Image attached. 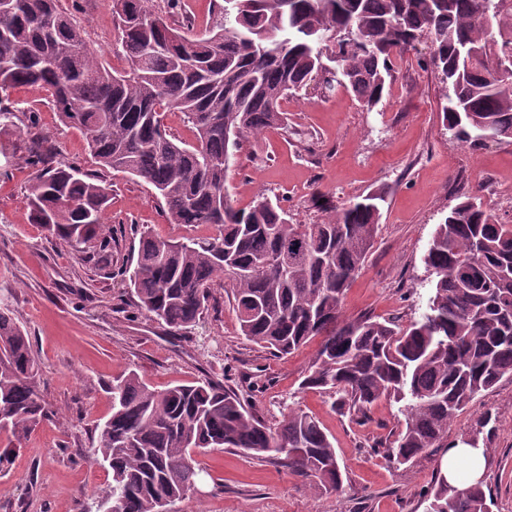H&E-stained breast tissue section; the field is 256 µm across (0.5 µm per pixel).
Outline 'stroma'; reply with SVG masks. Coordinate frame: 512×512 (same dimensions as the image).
I'll list each match as a JSON object with an SVG mask.
<instances>
[{"label":"stroma","mask_w":512,"mask_h":512,"mask_svg":"<svg viewBox=\"0 0 512 512\" xmlns=\"http://www.w3.org/2000/svg\"><path fill=\"white\" fill-rule=\"evenodd\" d=\"M219 0H149L151 11L190 19L208 30ZM88 46L108 68L123 70L112 0H62ZM419 42L397 62L390 88L373 110L345 91L307 90L282 101L287 130L243 143L229 173L234 207L257 194L279 199L292 220H321L327 208L383 188L387 191L373 247L348 288L344 318L363 314L408 324L425 307L434 276L425 255L437 225L460 196L479 194L485 207L512 220V140L472 150L443 124L442 83L419 58ZM18 110L0 130V308L27 330L40 362L39 388L48 415L14 444L12 464L0 470V512H93L112 486L97 464L95 425L112 412V383L134 371L161 391L181 382L211 380L237 392L267 424L289 408L318 419L332 436L343 473L342 493H313L306 480L268 460L224 449L196 453L206 469L201 494L176 502L175 512H426V490L445 469L446 449L430 448L405 468L381 452L399 432L396 404L382 401L359 426L333 410L328 395L301 389L319 347L311 340L284 358L240 334L228 286L210 290L204 317L177 335L137 310L121 273L140 232L180 239L209 237L211 227L169 223L153 188L127 174L99 170L79 129L64 124L45 91L10 92ZM46 139L61 160L100 172L112 192L106 222L118 236L110 270L92 254L75 255L32 223L26 163L32 138ZM478 435L491 456L485 476L490 512H512V376H504L455 418L448 443Z\"/></svg>","instance_id":"obj_1"}]
</instances>
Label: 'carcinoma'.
I'll use <instances>...</instances> for the list:
<instances>
[{
    "label": "carcinoma",
    "instance_id": "1",
    "mask_svg": "<svg viewBox=\"0 0 512 512\" xmlns=\"http://www.w3.org/2000/svg\"><path fill=\"white\" fill-rule=\"evenodd\" d=\"M0 9V97L47 91L61 119L84 131L95 163L152 185L171 224L208 225V239L141 233L124 270L137 307L176 333L203 318L212 283L227 282L241 334L288 355L319 348L303 389L333 398L355 423L382 399L399 404L402 430L384 448L411 466L439 448L448 426L482 391L512 375V223L465 195L437 225L425 262L435 282L425 311L394 320L341 318L342 300L373 247L386 192L343 204L322 221L293 224L264 195L230 203L231 160L244 141L286 124L281 101L312 82L342 88L368 111L383 99L397 56L421 40L441 74L447 130L472 148L512 139V0H224L204 33L172 23L146 0H113L128 68L109 69L60 0H7ZM180 112L195 142L167 133ZM27 164L33 221L77 254L112 263L102 177L34 139ZM288 251V264L265 263ZM26 330L0 309V434L25 436L47 416ZM96 460L112 472L97 512H164L203 480L195 451L233 448L271 458L319 493H340L336 449L299 408L271 427L212 382L149 388L130 372L112 385V414L96 426ZM484 480L448 488L438 476L427 512H489Z\"/></svg>",
    "mask_w": 512,
    "mask_h": 512
}]
</instances>
